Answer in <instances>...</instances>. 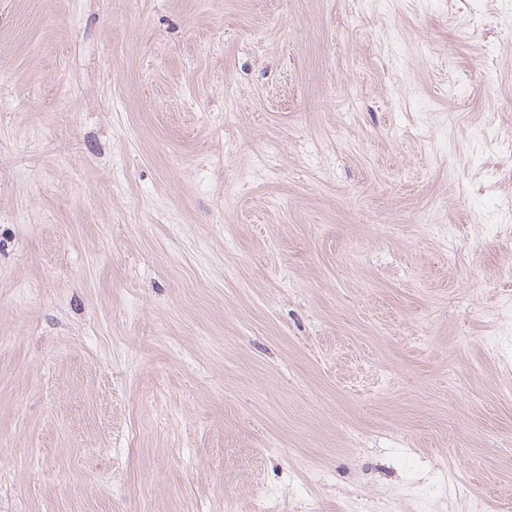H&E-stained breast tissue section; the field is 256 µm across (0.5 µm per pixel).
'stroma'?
<instances>
[{
	"instance_id": "1",
	"label": "stroma",
	"mask_w": 512,
	"mask_h": 512,
	"mask_svg": "<svg viewBox=\"0 0 512 512\" xmlns=\"http://www.w3.org/2000/svg\"><path fill=\"white\" fill-rule=\"evenodd\" d=\"M512 0H0V512H512Z\"/></svg>"
}]
</instances>
